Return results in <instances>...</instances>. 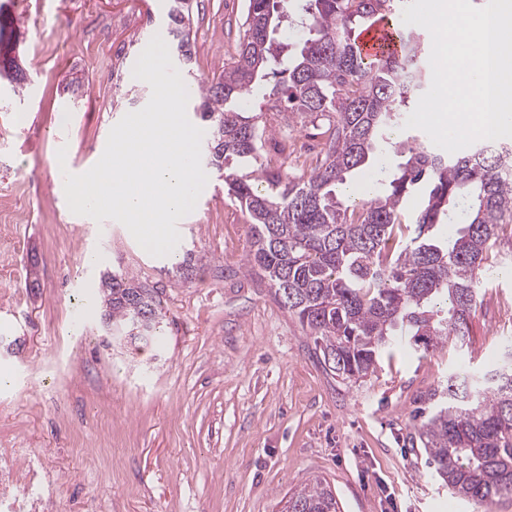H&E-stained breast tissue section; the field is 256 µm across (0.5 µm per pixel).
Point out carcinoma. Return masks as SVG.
I'll return each mask as SVG.
<instances>
[{
    "instance_id": "carcinoma-1",
    "label": "carcinoma",
    "mask_w": 512,
    "mask_h": 512,
    "mask_svg": "<svg viewBox=\"0 0 512 512\" xmlns=\"http://www.w3.org/2000/svg\"><path fill=\"white\" fill-rule=\"evenodd\" d=\"M403 0H246L237 58L224 74L193 81L195 116L209 129L206 164L250 219L246 267L262 272L297 317L324 370L348 383L373 375L402 343L424 351L469 341L488 252L512 223V147L435 152L392 145L400 161L388 185L352 206L336 186L372 164L389 128L427 82L420 34L398 24ZM391 23L397 49L364 56L355 25ZM306 30L299 50L278 39L284 23ZM170 46L186 71L193 58L188 0H170ZM13 19L0 5V85L19 91L27 75L11 46ZM262 92L267 110L323 118L322 157L306 177L260 162L272 118L246 115ZM456 224L447 238L443 224ZM106 323L161 337L156 289L121 269L102 280ZM502 364L477 376L461 368L424 397L414 426L427 464L456 495L483 507L512 495V377ZM282 512H340L331 487L314 478Z\"/></svg>"
}]
</instances>
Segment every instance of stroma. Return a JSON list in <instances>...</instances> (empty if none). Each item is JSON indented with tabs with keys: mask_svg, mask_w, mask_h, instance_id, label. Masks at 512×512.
<instances>
[{
	"mask_svg": "<svg viewBox=\"0 0 512 512\" xmlns=\"http://www.w3.org/2000/svg\"><path fill=\"white\" fill-rule=\"evenodd\" d=\"M27 74L0 90V198L19 195L24 224L0 247V448H32L59 478L63 505L90 512H280L309 477L326 478L341 512H486L453 495L408 449L418 397L459 364L486 367L512 336V229L491 251L467 348H394L360 384L327 375L312 340L267 283L247 272L248 216L208 171L176 227L189 278L147 253L114 220L73 214L60 187L88 171L111 128L142 109L132 75L146 37L166 30L169 0H7ZM244 0H194L193 72L232 61ZM311 123L273 127L263 163L305 175ZM65 161H58V149ZM51 209L58 223L41 221ZM95 263H87V256ZM122 269L160 290L162 339L126 343L101 319V275Z\"/></svg>",
	"mask_w": 512,
	"mask_h": 512,
	"instance_id": "35a3bbf8",
	"label": "stroma"
}]
</instances>
